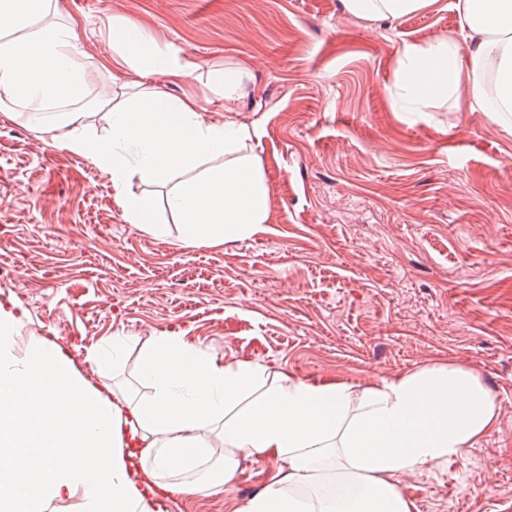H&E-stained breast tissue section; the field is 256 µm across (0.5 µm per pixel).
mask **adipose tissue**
<instances>
[{"label": "adipose tissue", "instance_id": "ef3b65f1", "mask_svg": "<svg viewBox=\"0 0 512 512\" xmlns=\"http://www.w3.org/2000/svg\"><path fill=\"white\" fill-rule=\"evenodd\" d=\"M429 0H342L347 14L399 19ZM60 0H0V113L20 107L60 147L112 174L167 181L205 158L222 169L168 199L187 245L258 232L269 208L265 175L245 155L255 131L209 122L196 101L111 105L97 135L69 28L46 22ZM470 42L461 60L440 35L405 46L392 91L421 112L468 81L471 109L512 112V0H457ZM130 25L112 49L173 77L176 56L150 52ZM29 318L0 303V512H169L183 498L233 494L243 461H267L263 487L233 512H413L399 476L464 458L495 427L497 405L481 375L429 362L380 382L311 381L252 361H224L180 331L151 336L135 398L90 384L65 343L22 338ZM224 442L211 463L212 437Z\"/></svg>", "mask_w": 512, "mask_h": 512}]
</instances>
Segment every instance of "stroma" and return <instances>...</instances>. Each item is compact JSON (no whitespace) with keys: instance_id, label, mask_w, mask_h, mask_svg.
Segmentation results:
<instances>
[{"instance_id":"1","label":"stroma","mask_w":512,"mask_h":512,"mask_svg":"<svg viewBox=\"0 0 512 512\" xmlns=\"http://www.w3.org/2000/svg\"><path fill=\"white\" fill-rule=\"evenodd\" d=\"M62 3L54 20L74 34L86 106L154 89L255 127L246 152L269 212L252 237L181 247L167 199L183 174L135 179L127 193L151 194L165 229L150 236L128 224L110 172L0 115V266L12 274L0 302L28 310L23 336L63 337L94 383L87 348L136 337L114 380L141 396L140 344L164 330L311 380L467 365L499 407L496 427L466 457L399 483L413 512H512V115L471 111L462 88L413 118L390 93L405 45L444 33L467 45L456 0L371 21L341 0ZM117 22L188 73L115 62Z\"/></svg>"}]
</instances>
